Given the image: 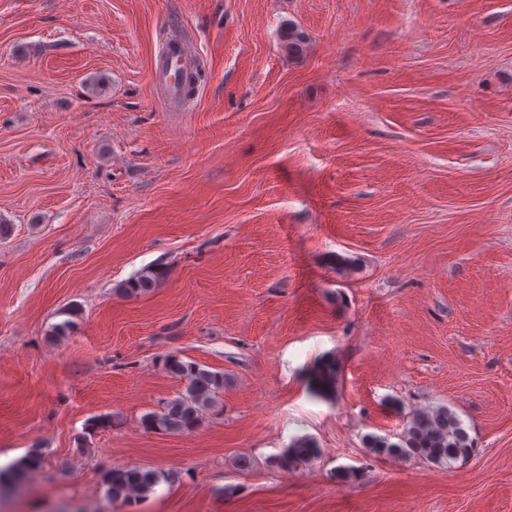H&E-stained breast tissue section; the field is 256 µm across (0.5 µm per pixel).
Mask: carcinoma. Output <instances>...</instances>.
I'll return each instance as SVG.
<instances>
[{
  "instance_id": "1",
  "label": "carcinoma",
  "mask_w": 512,
  "mask_h": 512,
  "mask_svg": "<svg viewBox=\"0 0 512 512\" xmlns=\"http://www.w3.org/2000/svg\"><path fill=\"white\" fill-rule=\"evenodd\" d=\"M288 55L301 57L308 43L307 34L294 23H288L282 35ZM163 271L159 266L141 269L134 277L117 287L125 296H134L157 285ZM165 369L186 382L184 391L168 400L160 411L142 416L145 429L153 432L190 433L200 425L204 414L217 407L218 395L224 390V373L214 372L194 361H184L169 355ZM341 365L334 356L322 359L311 374L312 385L322 393L335 390ZM364 447L377 456L391 459H419L436 466L467 460L473 453V442L457 414L446 406L416 411L406 420L397 440L389 435L368 434ZM320 449L310 438H300L277 455L271 465L290 470L318 457ZM43 453L31 448L7 470L0 469V488H12L27 483L28 475L39 468ZM157 471L143 467H114L104 475L107 497L117 501L145 498L159 484Z\"/></svg>"
}]
</instances>
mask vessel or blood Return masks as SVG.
Instances as JSON below:
<instances>
[{
  "label": "vessel or blood",
  "instance_id": "vessel-or-blood-1",
  "mask_svg": "<svg viewBox=\"0 0 512 512\" xmlns=\"http://www.w3.org/2000/svg\"><path fill=\"white\" fill-rule=\"evenodd\" d=\"M159 55L155 83L162 88L167 104L189 108L197 92L198 63L188 36L181 31L169 32Z\"/></svg>",
  "mask_w": 512,
  "mask_h": 512
}]
</instances>
